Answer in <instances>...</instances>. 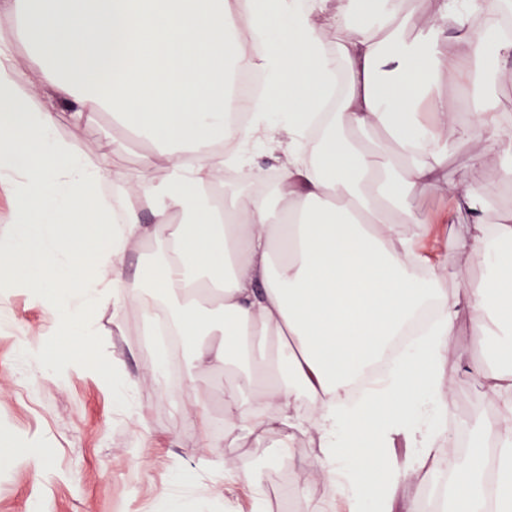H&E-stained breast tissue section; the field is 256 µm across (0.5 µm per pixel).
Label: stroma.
Here are the masks:
<instances>
[{
    "instance_id": "stroma-1",
    "label": "stroma",
    "mask_w": 512,
    "mask_h": 512,
    "mask_svg": "<svg viewBox=\"0 0 512 512\" xmlns=\"http://www.w3.org/2000/svg\"><path fill=\"white\" fill-rule=\"evenodd\" d=\"M57 133L115 178L133 182L143 173L147 144L111 114L77 126L60 110ZM117 141L122 149H114ZM476 151L473 144H459L448 156V177L496 197L489 215L496 223L512 216V185L501 181L493 163H477ZM123 313L118 327L111 308L95 309L99 334L82 342L28 290L0 281V432L14 439L9 463L0 465V512H164L170 499L182 512H251L256 494L268 512H315L325 502L328 490L306 438L288 447L276 432L259 442L243 433L224 435L231 367L197 372L183 351L175 357L178 382L157 377L138 304L127 303ZM39 347L59 351L74 369L62 377L43 369L27 355ZM109 373L126 381L123 393L110 392ZM444 381L452 408L466 411L475 437H486L499 397L454 359ZM195 394L206 409L201 422L190 407ZM33 451L41 455L42 469L28 462ZM242 464L255 473L256 489L232 484L225 496L209 494L211 481Z\"/></svg>"
}]
</instances>
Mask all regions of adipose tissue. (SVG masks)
I'll return each mask as SVG.
<instances>
[{"mask_svg":"<svg viewBox=\"0 0 512 512\" xmlns=\"http://www.w3.org/2000/svg\"><path fill=\"white\" fill-rule=\"evenodd\" d=\"M512 0H0L15 22L0 38V187L14 199L0 276L93 338L88 310L132 300L165 317L195 368L237 360L224 392L227 431L307 436L348 512H421L402 484L438 467L450 402L443 371L468 313L493 353L468 367L502 400L487 430L500 442L493 512H512V225L488 224L491 196L448 179L455 141L491 142L512 180V122L484 102L459 123L446 87L473 98L481 74L512 58L495 19ZM261 69L268 95L247 126L226 121L236 75ZM113 113L154 151L151 179L118 190L111 236L101 192L112 178L56 133ZM378 129L382 142L360 133ZM283 152L272 190L250 154ZM233 170L245 193L211 205ZM451 206L439 253H471L445 288L417 246L415 190ZM161 250L144 283L120 284L113 259ZM433 331L365 395L354 377L424 306ZM408 452L395 460L391 449ZM448 512H479L480 454L449 463Z\"/></svg>","mask_w":512,"mask_h":512,"instance_id":"adipose-tissue-1","label":"adipose tissue"}]
</instances>
